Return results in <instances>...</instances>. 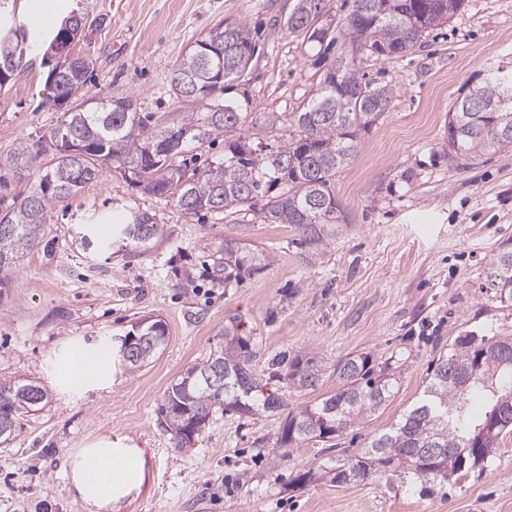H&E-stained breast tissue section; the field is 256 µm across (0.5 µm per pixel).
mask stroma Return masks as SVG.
Segmentation results:
<instances>
[{"mask_svg": "<svg viewBox=\"0 0 512 512\" xmlns=\"http://www.w3.org/2000/svg\"><path fill=\"white\" fill-rule=\"evenodd\" d=\"M33 0H15L7 23L27 30L25 64L0 91V209L22 199L50 154L22 171L20 146L47 139L62 118L46 85L43 53L57 25L35 26ZM293 0H88L96 28L76 43L94 72L84 88L95 101L132 95L138 112L167 124L204 109L177 98L172 72L185 52L222 20L244 23L260 55L252 71L226 81L220 95L239 111L298 112L324 69L317 44L274 33ZM512 71V0H465L452 19L406 55L367 56L366 81L393 89L388 112L359 137L357 156L333 183L347 214L321 251L300 247L293 226L264 224L245 212L185 213L175 199L145 193L133 175L105 163L99 179L56 202L40 244L0 290V380L25 378L49 392L0 444V512H88L70 484L77 453L107 439L143 449L149 474L112 512H512V433L484 471L421 494L416 476L381 482L296 481L304 472L367 447L412 405L440 353L457 337L512 336V306L487 282L498 247L512 242V148L449 159L450 108ZM144 211L163 235L147 253L101 250L113 222ZM233 240L266 252L258 274L225 282L207 243ZM158 317L168 342L130 372L112 365L101 389L78 395L52 377L71 340L106 343ZM235 325L265 392L287 408L336 389L323 378L298 389L274 378L279 361L332 363L363 353L392 359L393 400L337 446L314 438L279 459L283 415L214 413L191 448L179 449L161 414L168 388L203 362Z\"/></svg>", "mask_w": 512, "mask_h": 512, "instance_id": "stroma-1", "label": "stroma"}]
</instances>
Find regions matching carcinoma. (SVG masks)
<instances>
[{
	"label": "carcinoma",
	"mask_w": 512,
	"mask_h": 512,
	"mask_svg": "<svg viewBox=\"0 0 512 512\" xmlns=\"http://www.w3.org/2000/svg\"><path fill=\"white\" fill-rule=\"evenodd\" d=\"M348 13L336 27H324L319 19L326 0H294L281 30L300 34L310 42L340 52L327 65L316 93L301 112H261L259 119L274 132L290 125L291 138L274 148H254L241 134L245 116L231 105L208 99L224 90V82L239 79L252 68L255 46L241 22L224 21L195 42L175 71L196 74L191 95L173 83L186 101L206 103L198 124L189 119L177 127L158 124L151 130L136 111L133 96L117 93L108 105H88L82 90L87 76L70 74L50 84L53 101L68 109L49 135L47 145L34 151L20 147L12 157L17 168H26L43 153H53L52 164L42 172L19 203L0 211V272L17 267L39 241L52 204L77 193L99 176L101 164L112 161L139 178L154 196L176 199L188 214L199 211L256 214L265 224H291L301 234V244L319 249L329 243L333 226L345 220L332 190L337 171L355 156L360 132L370 128L388 110L393 92L363 81L357 58L363 54L404 53L413 49L430 30L450 20L464 0H345ZM11 44L26 50L25 33L4 31L0 49ZM238 135L229 154L200 168L180 158L184 140L210 143L226 135ZM512 148V74L497 71L485 87L458 102L448 112V150L454 158L477 153H497ZM158 238V225L144 212L128 215L116 241L105 237L101 246L119 251L131 245L147 248ZM216 271L224 281L252 275L265 268L269 257L246 244L224 241L210 244ZM491 285L500 303L512 304V246L501 245L491 261ZM224 347L208 359L189 367L168 388L162 407L178 444L193 439L185 435L187 423L208 417L213 409L232 407L246 414L258 410L279 413L282 398L263 392L249 366V358L235 347L234 327H225ZM512 338L495 341L463 336L446 355L436 360L429 383L418 401L389 430L373 437L357 457L326 468L310 481L330 475V481L351 483L387 480L403 471L426 484L448 482L487 467L496 454L499 437L512 431V366L503 365L504 350ZM159 350L146 340L136 355L124 360L131 371L141 369ZM224 372V391L217 394L203 372ZM326 366L311 359L291 363L277 378L296 388L319 382ZM336 392L318 401L291 409L277 438L286 451L311 438L330 439L359 425L394 396L396 379L390 360L372 363L368 355L348 354L332 365ZM37 382L0 381V438L8 439L16 416L27 411L17 403L20 394ZM487 404L482 422L469 429L472 399Z\"/></svg>",
	"instance_id": "1"
}]
</instances>
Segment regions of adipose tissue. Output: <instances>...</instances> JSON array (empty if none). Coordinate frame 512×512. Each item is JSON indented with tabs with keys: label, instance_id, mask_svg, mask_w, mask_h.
Listing matches in <instances>:
<instances>
[{
	"label": "adipose tissue",
	"instance_id": "adipose-tissue-1",
	"mask_svg": "<svg viewBox=\"0 0 512 512\" xmlns=\"http://www.w3.org/2000/svg\"><path fill=\"white\" fill-rule=\"evenodd\" d=\"M112 367L110 354L97 346H80L59 362L57 381L76 393L101 388ZM147 476V460L134 448L104 443L86 448L71 465V484L94 512H110L113 502L137 492Z\"/></svg>",
	"mask_w": 512,
	"mask_h": 512
}]
</instances>
